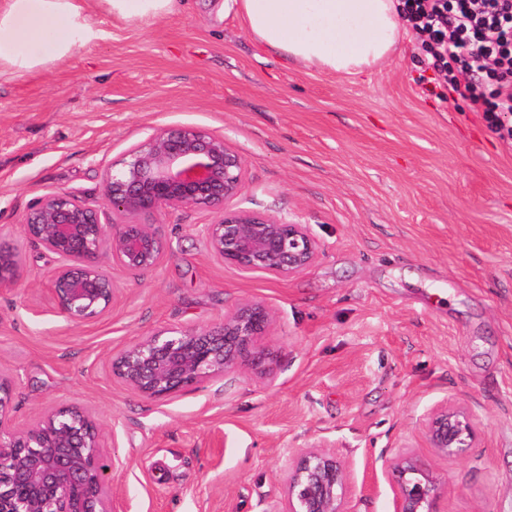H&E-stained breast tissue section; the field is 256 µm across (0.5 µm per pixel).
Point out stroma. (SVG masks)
Here are the masks:
<instances>
[{"label":"stroma","mask_w":512,"mask_h":512,"mask_svg":"<svg viewBox=\"0 0 512 512\" xmlns=\"http://www.w3.org/2000/svg\"><path fill=\"white\" fill-rule=\"evenodd\" d=\"M223 2L178 0L147 23L101 13L95 42L0 76V245L22 259L0 288V375L17 427L62 405L95 416L117 512H278L289 466L320 445L352 471L353 512H393L386 463L407 449L442 512H512V143L437 81L412 33L373 71L333 76L261 47ZM191 126L242 154L234 207L308 225L315 263L241 271L207 248L212 211H166L162 264L103 260L111 308L68 322L50 290L61 261L23 236L25 213L58 190L103 209L113 162ZM247 300L276 316L271 376L243 369L168 401L113 379L140 336L215 325ZM445 402L478 426L459 458L424 430Z\"/></svg>","instance_id":"35a3bbf8"}]
</instances>
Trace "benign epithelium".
<instances>
[{
  "instance_id": "1",
  "label": "benign epithelium",
  "mask_w": 512,
  "mask_h": 512,
  "mask_svg": "<svg viewBox=\"0 0 512 512\" xmlns=\"http://www.w3.org/2000/svg\"><path fill=\"white\" fill-rule=\"evenodd\" d=\"M245 176L243 156L201 127L161 131L134 144L106 172L101 193L112 214L108 224L77 195L60 190L38 198L22 233L63 260L51 280L60 313L81 325L111 307L112 280L104 258L138 274L167 257L161 225L140 222L163 210L203 206L218 218L205 225L210 252L247 273L289 278L317 259L320 244L305 224L231 206ZM19 255L0 247V286L16 282ZM274 312L248 301L207 329H164L147 334L112 359V376L152 400H169L190 386L247 367L271 371L263 339ZM12 385L0 376V512H114L112 461L104 454L98 420L77 405L44 413L18 429L12 421ZM431 447L460 457L475 447L478 430L464 407L443 403L425 421ZM396 487L394 512H441L439 483L412 452L389 462ZM352 474L320 446L301 453L288 468L278 512H350Z\"/></svg>"
}]
</instances>
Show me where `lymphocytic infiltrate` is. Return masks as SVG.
I'll return each mask as SVG.
<instances>
[{
  "label": "lymphocytic infiltrate",
  "mask_w": 512,
  "mask_h": 512,
  "mask_svg": "<svg viewBox=\"0 0 512 512\" xmlns=\"http://www.w3.org/2000/svg\"><path fill=\"white\" fill-rule=\"evenodd\" d=\"M428 65L512 140V0H402Z\"/></svg>",
  "instance_id": "lymphocytic-infiltrate-1"
}]
</instances>
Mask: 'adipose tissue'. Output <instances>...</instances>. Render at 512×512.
Masks as SVG:
<instances>
[{"label": "adipose tissue", "instance_id": "ef3b65f1", "mask_svg": "<svg viewBox=\"0 0 512 512\" xmlns=\"http://www.w3.org/2000/svg\"><path fill=\"white\" fill-rule=\"evenodd\" d=\"M177 0H0V74L42 69L76 44L98 37L97 14L113 20H156ZM399 0H224L246 33L297 66L332 75H358L386 60L399 41ZM66 21L68 35L54 37ZM53 39L44 55L34 44Z\"/></svg>", "mask_w": 512, "mask_h": 512}]
</instances>
